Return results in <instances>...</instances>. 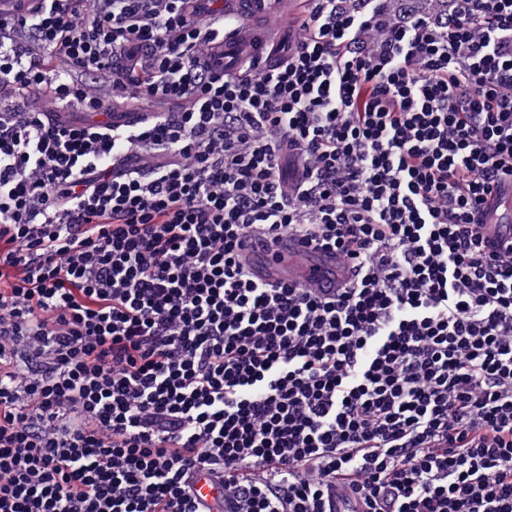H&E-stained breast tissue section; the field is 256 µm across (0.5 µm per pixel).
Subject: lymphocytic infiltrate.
Returning <instances> with one entry per match:
<instances>
[{
	"instance_id": "f902f5d3",
	"label": "lymphocytic infiltrate",
	"mask_w": 512,
	"mask_h": 512,
	"mask_svg": "<svg viewBox=\"0 0 512 512\" xmlns=\"http://www.w3.org/2000/svg\"><path fill=\"white\" fill-rule=\"evenodd\" d=\"M270 68L215 0L0 19V512H512V0H308ZM153 105L141 125L58 123ZM333 250L327 295L244 239ZM417 2L413 16L437 23L448 18V0H411ZM512 184L505 182L497 194L487 197L485 207L486 236L491 239L496 246H501L511 240L510 231L502 224H510L512 222ZM496 223V224H495ZM193 490L198 500L204 505L215 507L221 501V487L210 481L207 476H198Z\"/></svg>"
}]
</instances>
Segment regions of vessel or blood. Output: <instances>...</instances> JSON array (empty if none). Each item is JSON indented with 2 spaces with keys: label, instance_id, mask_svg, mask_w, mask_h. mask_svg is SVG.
<instances>
[{
  "label": "vessel or blood",
  "instance_id": "b4317fda",
  "mask_svg": "<svg viewBox=\"0 0 512 512\" xmlns=\"http://www.w3.org/2000/svg\"><path fill=\"white\" fill-rule=\"evenodd\" d=\"M226 12L237 15L241 23L224 33V62L236 65L243 58L257 57L260 63L272 62V48L281 38L290 15L288 0H225ZM486 234L495 245L512 241L507 225L512 222V184H503L485 203ZM243 255L254 264L256 277L266 283L312 285L334 292L348 278L346 266L332 252H315L297 241L283 239L271 251L243 244ZM193 490L205 505L217 506L221 488L208 477H198Z\"/></svg>",
  "mask_w": 512,
  "mask_h": 512
}]
</instances>
